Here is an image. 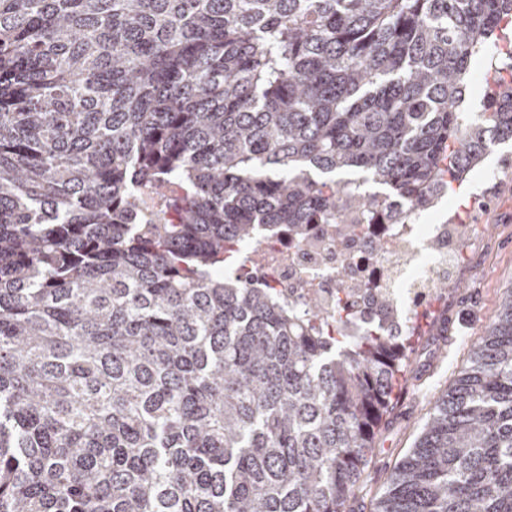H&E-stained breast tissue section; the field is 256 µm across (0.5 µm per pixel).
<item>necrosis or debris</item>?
<instances>
[{"label":"necrosis or debris","mask_w":512,"mask_h":512,"mask_svg":"<svg viewBox=\"0 0 512 512\" xmlns=\"http://www.w3.org/2000/svg\"><path fill=\"white\" fill-rule=\"evenodd\" d=\"M247 251L250 259L235 270L237 280L261 279L299 309L309 293L327 311L345 299L354 313V331L379 319L369 300L378 292L395 296L394 326L409 325L429 312L449 260L465 255L455 225L409 219L392 224L381 214L354 235L341 233L334 224H314L305 241L289 235L261 237Z\"/></svg>","instance_id":"1"}]
</instances>
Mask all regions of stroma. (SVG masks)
Returning a JSON list of instances; mask_svg holds the SVG:
<instances>
[{"label":"stroma","mask_w":512,"mask_h":512,"mask_svg":"<svg viewBox=\"0 0 512 512\" xmlns=\"http://www.w3.org/2000/svg\"><path fill=\"white\" fill-rule=\"evenodd\" d=\"M483 57V63L471 64L465 90L474 113L482 111L497 69L512 66V57L496 44ZM438 218L480 230L466 235L464 264L454 268L435 309L416 322L421 334L409 355L407 382L376 430L352 512H372L394 464L411 448L437 396L465 366L469 346L484 336L503 292L512 288V140L492 147L461 187L421 214L425 224Z\"/></svg>","instance_id":"obj_1"}]
</instances>
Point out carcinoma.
Segmentation results:
<instances>
[{
    "label": "carcinoma",
    "instance_id": "carcinoma-1",
    "mask_svg": "<svg viewBox=\"0 0 512 512\" xmlns=\"http://www.w3.org/2000/svg\"><path fill=\"white\" fill-rule=\"evenodd\" d=\"M510 23L512 0H0V512H352L411 336L332 334L316 297L224 269L415 218L512 140V69L458 110ZM373 512H512V289Z\"/></svg>",
    "mask_w": 512,
    "mask_h": 512
}]
</instances>
